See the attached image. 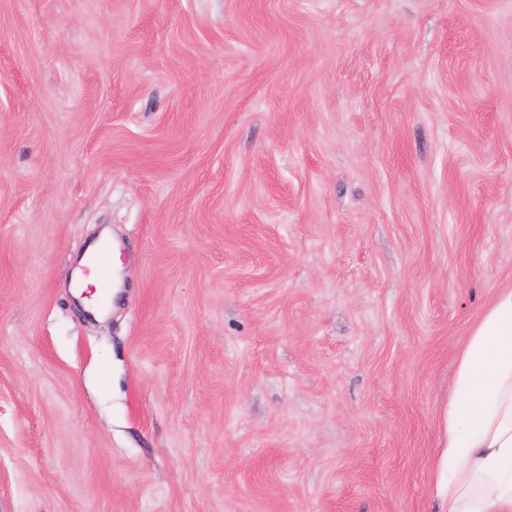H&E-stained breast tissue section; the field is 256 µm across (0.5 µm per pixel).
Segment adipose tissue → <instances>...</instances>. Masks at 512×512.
<instances>
[{
	"label": "adipose tissue",
	"instance_id": "1",
	"mask_svg": "<svg viewBox=\"0 0 512 512\" xmlns=\"http://www.w3.org/2000/svg\"><path fill=\"white\" fill-rule=\"evenodd\" d=\"M440 512H512V288L471 326L448 389Z\"/></svg>",
	"mask_w": 512,
	"mask_h": 512
}]
</instances>
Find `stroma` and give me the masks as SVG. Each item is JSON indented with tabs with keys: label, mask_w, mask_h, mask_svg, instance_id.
Masks as SVG:
<instances>
[{
	"label": "stroma",
	"mask_w": 512,
	"mask_h": 512,
	"mask_svg": "<svg viewBox=\"0 0 512 512\" xmlns=\"http://www.w3.org/2000/svg\"><path fill=\"white\" fill-rule=\"evenodd\" d=\"M504 288L512 0H0V512H437ZM109 243L111 242L108 235L103 234L97 242L89 246L83 256V261L86 260L85 264L88 266L89 257L91 255H95L98 251L97 249L102 244ZM95 267L97 270V277L92 288H94L95 292H98L101 295H107L112 288V254L109 248L103 247L96 254Z\"/></svg>",
	"instance_id": "obj_1"
}]
</instances>
